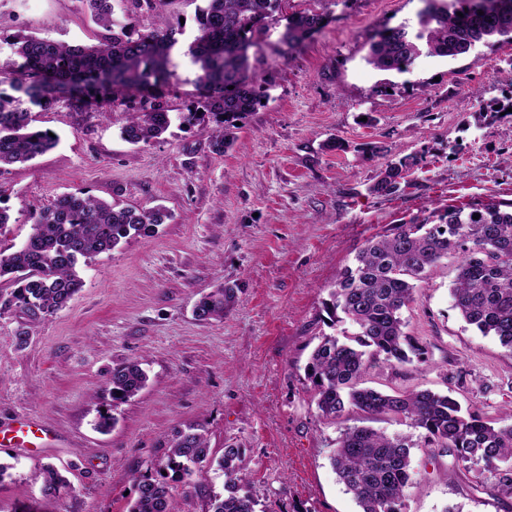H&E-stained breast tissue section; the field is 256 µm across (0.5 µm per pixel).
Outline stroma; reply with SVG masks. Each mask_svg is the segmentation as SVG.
Here are the masks:
<instances>
[{
  "instance_id": "1",
  "label": "stroma",
  "mask_w": 512,
  "mask_h": 512,
  "mask_svg": "<svg viewBox=\"0 0 512 512\" xmlns=\"http://www.w3.org/2000/svg\"><path fill=\"white\" fill-rule=\"evenodd\" d=\"M113 5L131 30L182 29L172 55L179 81L165 102L171 113L186 111L196 94L186 51L203 0ZM422 7L336 0L328 25L292 50L279 42L282 26L272 28L254 62L264 101L220 156L207 128L177 120L157 142L128 143L120 104L101 115L62 104L34 110L35 127L59 143L0 170V206L10 215L0 250L18 248L31 214L66 193L160 206L170 218L79 266L83 286L56 314L0 316V424L26 414L59 437L44 454L0 447V512H129L136 477L156 474L172 436L189 424L203 428L214 462L173 484L172 512H207L224 490L216 460L228 447L240 451L260 512H359L329 461L341 427L390 435L410 427L354 411L334 423L319 417L304 366L329 330L322 303L366 240L393 225L435 208L512 202V115H485L512 95L511 43L423 55L402 74L365 61L371 29L415 22ZM18 33L73 44L104 30L84 0H0V36ZM339 138L346 151L330 149ZM414 153L423 161L396 193H370L387 163ZM457 265L442 260L403 312L423 361L373 364L363 382L389 393L446 392L504 426L512 351L454 309ZM221 284L236 288V304L223 320H199L198 301ZM22 327L30 333L23 347L15 338ZM128 360L140 362L147 382L116 401L107 381ZM49 463L68 481L53 498L38 479ZM412 479L405 512H512V499L477 486L440 448L414 449Z\"/></svg>"
}]
</instances>
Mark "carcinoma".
<instances>
[{
	"label": "carcinoma",
	"mask_w": 512,
	"mask_h": 512,
	"mask_svg": "<svg viewBox=\"0 0 512 512\" xmlns=\"http://www.w3.org/2000/svg\"><path fill=\"white\" fill-rule=\"evenodd\" d=\"M196 18L197 35L187 55L196 68L192 108L179 115L187 125L209 126L210 147L224 154L236 138V123L261 105L251 58L281 0H206ZM414 24L402 23L371 32L367 64L384 72L403 73L421 55L457 57L477 43L512 42V0H492L479 14L476 0H423ZM96 24L109 32L91 44H69L16 34L7 40L13 59L0 65V169L25 164L55 147L57 137L32 125L31 107L64 102L80 111L105 104L136 109L123 134L127 142L149 144L172 123L158 89L177 81L171 57L180 29L135 33L114 19L112 0H85ZM329 14L316 9L286 17L280 43L293 48L324 28ZM422 158L406 155L381 170L369 188L388 196L399 189ZM160 208H118L102 199L68 193L33 217L32 232L16 250L0 251V279L14 288L0 289V316L20 309L51 315L67 306L82 287L80 262L111 251L127 239L146 236L165 223ZM459 258L451 288L454 307L481 334L498 338L512 351V202L489 201L450 206L367 240L352 264L344 267L323 303L331 322H349L355 332L324 334L305 366L319 416L331 422L349 410L405 420L424 432V444L448 449L453 465L488 475L491 489L512 498V426H494L475 411H463L452 397L418 390L389 394L361 386L370 363L405 365L424 354L405 332L403 310L415 301L433 268ZM236 303L234 288L222 286L203 297L195 312L204 321L224 318ZM147 381L137 362L112 368V400L135 396ZM413 435L390 436L368 426L340 430L330 456L333 470L361 512H402L411 485ZM204 430L190 425L176 432L158 478L136 479L129 512H170L171 483L190 478L208 460ZM239 449L226 448L219 461L225 494L209 499L208 512H256L257 501L238 495L245 475L237 465ZM42 492L55 496L66 479L48 464Z\"/></svg>",
	"instance_id": "carcinoma-1"
}]
</instances>
